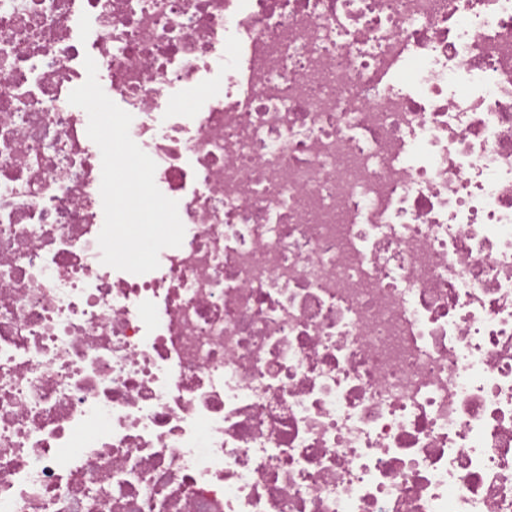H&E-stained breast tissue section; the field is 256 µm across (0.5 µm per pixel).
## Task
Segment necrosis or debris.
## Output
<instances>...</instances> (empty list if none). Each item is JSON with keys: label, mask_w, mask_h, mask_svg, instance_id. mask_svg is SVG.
<instances>
[{"label": "necrosis or debris", "mask_w": 512, "mask_h": 512, "mask_svg": "<svg viewBox=\"0 0 512 512\" xmlns=\"http://www.w3.org/2000/svg\"><path fill=\"white\" fill-rule=\"evenodd\" d=\"M0 512H512V0H0Z\"/></svg>", "instance_id": "4bbe7bcc"}]
</instances>
